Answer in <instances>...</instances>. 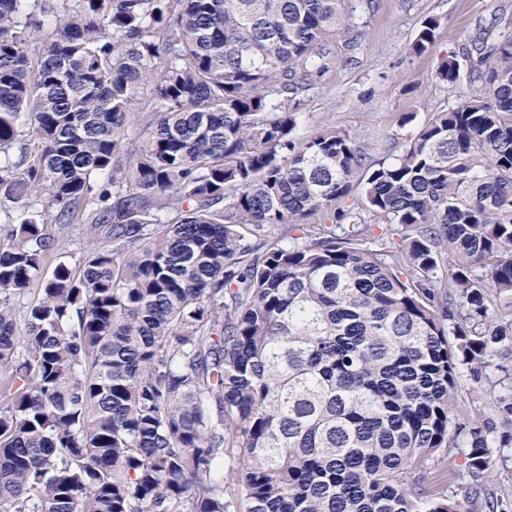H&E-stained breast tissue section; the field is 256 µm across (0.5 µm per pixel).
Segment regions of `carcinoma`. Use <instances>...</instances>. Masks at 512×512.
I'll return each instance as SVG.
<instances>
[{
	"instance_id": "cac0c4a2",
	"label": "carcinoma",
	"mask_w": 512,
	"mask_h": 512,
	"mask_svg": "<svg viewBox=\"0 0 512 512\" xmlns=\"http://www.w3.org/2000/svg\"><path fill=\"white\" fill-rule=\"evenodd\" d=\"M26 2L0 0V512H472L450 479L507 512L512 386L481 424L454 400L512 355V16L372 163L331 123L296 136L351 0H38L36 59ZM86 228V224L73 223L70 225L69 242L66 244H59L57 255L47 264L44 274L46 272L49 274L55 263L59 260L74 263L75 260L78 259L80 252L79 249L88 238Z\"/></svg>"
}]
</instances>
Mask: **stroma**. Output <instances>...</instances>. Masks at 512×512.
Here are the masks:
<instances>
[{
  "mask_svg": "<svg viewBox=\"0 0 512 512\" xmlns=\"http://www.w3.org/2000/svg\"><path fill=\"white\" fill-rule=\"evenodd\" d=\"M506 6L512 8V0H379L376 12L360 20L353 62L307 98L301 132L331 123L355 135L369 159L398 154L417 125L460 101V88L436 77L440 59L462 55L476 19ZM429 17L441 23L435 44L414 53L411 44ZM510 385L512 370L492 372L478 383L462 378L456 399L462 421L489 414L495 395Z\"/></svg>",
  "mask_w": 512,
  "mask_h": 512,
  "instance_id": "stroma-1",
  "label": "stroma"
}]
</instances>
